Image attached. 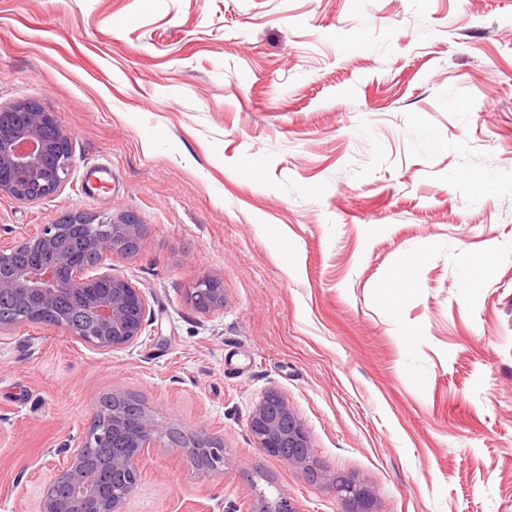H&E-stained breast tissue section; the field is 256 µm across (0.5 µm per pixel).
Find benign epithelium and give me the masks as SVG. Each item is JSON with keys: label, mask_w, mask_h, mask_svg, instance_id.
<instances>
[{"label": "benign epithelium", "mask_w": 512, "mask_h": 512, "mask_svg": "<svg viewBox=\"0 0 512 512\" xmlns=\"http://www.w3.org/2000/svg\"><path fill=\"white\" fill-rule=\"evenodd\" d=\"M56 129L57 137L48 142L42 129ZM71 135L57 122L54 113L44 111L36 102L27 101L10 107L0 106V196L7 195L24 204H40L53 197L66 182L72 168ZM65 224H90L96 227L91 248L99 255L90 267L77 258V251L58 244ZM145 228L142 224H127L124 216L90 217L71 213L46 224H37L11 242L0 245V292L24 291L35 294L48 304L62 295L85 298L91 303L90 323L80 325L65 314L59 316L56 327L69 336L104 350H126L136 345L150 324L152 311L143 291L127 278L112 274L104 264L110 253H129L128 246H141ZM22 248L35 249L42 258L20 267L11 257ZM209 294L204 312L224 308V289L220 281L206 278L198 281L193 294ZM286 399L277 391L266 392L256 405L249 421V431L264 454L276 457L278 448L287 441H305L300 424L288 430L281 427L280 416L289 415ZM166 428L150 419L136 434L127 436L122 447L113 449L112 461L94 471L82 467V449L70 452L57 477L65 480L72 493L67 505L42 502L40 512H123V504L139 486L143 469L141 459L145 449L154 447ZM196 441L205 458L204 469L221 473L224 470V446L209 443L206 436ZM123 475L120 488H112V497L102 496L103 488L112 475ZM339 476L331 479L336 494L345 505L365 504L367 491L349 480L341 484Z\"/></svg>", "instance_id": "7a95c632"}]
</instances>
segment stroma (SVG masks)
Instances as JSON below:
<instances>
[{
	"label": "stroma",
	"instance_id": "1",
	"mask_svg": "<svg viewBox=\"0 0 512 512\" xmlns=\"http://www.w3.org/2000/svg\"><path fill=\"white\" fill-rule=\"evenodd\" d=\"M27 99L73 164L0 196V237L133 214L107 261L153 321L117 351L0 328V512H38L112 393L226 450L160 440L125 512H253L262 479L344 512L337 473L371 512H512V0H0V105ZM271 389L324 480L257 448ZM220 281L213 278H206L198 281L194 291L191 294L192 300L195 301L196 294L207 292L209 294L208 306L200 308L204 312H210L223 309L224 307V288H221ZM195 438L206 462L202 469L210 470L217 473H223L224 446L211 445V443H209L208 436L199 435ZM338 479L339 476L336 474V476L332 477L331 482L333 487L336 489V494L340 497L341 501L344 502L345 505H364L367 502L368 494L364 488L361 489L357 483L353 481L351 482L347 478L345 483L341 485L338 482Z\"/></svg>",
	"mask_w": 512,
	"mask_h": 512
}]
</instances>
